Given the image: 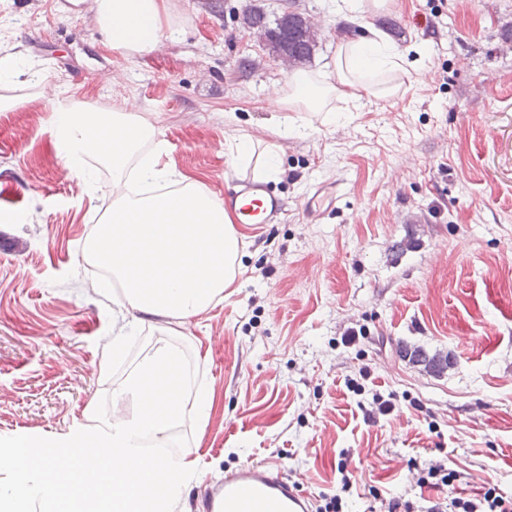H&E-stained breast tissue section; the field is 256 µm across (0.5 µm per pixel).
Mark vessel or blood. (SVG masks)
I'll use <instances>...</instances> for the list:
<instances>
[{
  "mask_svg": "<svg viewBox=\"0 0 512 512\" xmlns=\"http://www.w3.org/2000/svg\"><path fill=\"white\" fill-rule=\"evenodd\" d=\"M236 223L271 224L282 209V199L265 185L239 182L227 201ZM200 512H313L312 499L284 474L283 466L249 462L225 471L220 485L204 488Z\"/></svg>",
  "mask_w": 512,
  "mask_h": 512,
  "instance_id": "obj_1",
  "label": "vessel or blood"
}]
</instances>
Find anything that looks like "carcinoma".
<instances>
[{"label": "carcinoma", "mask_w": 512, "mask_h": 512, "mask_svg": "<svg viewBox=\"0 0 512 512\" xmlns=\"http://www.w3.org/2000/svg\"><path fill=\"white\" fill-rule=\"evenodd\" d=\"M244 20L249 27L263 31L269 50L288 60V64H296L310 57L313 34L300 16L291 13L284 15L271 28L267 26L265 16L250 9L245 12Z\"/></svg>", "instance_id": "1"}]
</instances>
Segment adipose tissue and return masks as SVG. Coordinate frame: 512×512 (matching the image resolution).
<instances>
[{
    "mask_svg": "<svg viewBox=\"0 0 512 512\" xmlns=\"http://www.w3.org/2000/svg\"><path fill=\"white\" fill-rule=\"evenodd\" d=\"M166 0H94L92 20L106 31L113 50L154 51L165 35ZM404 59L386 41L341 44L336 83L302 75L291 83L290 102L336 121L335 99L358 102L393 97L382 83ZM51 133L66 177L93 187L92 159L112 169L110 204L85 250L123 288L120 306L128 314L108 343L109 363L126 359V339L145 316H198L235 281L239 240L221 200L197 184L175 190V174L162 164L167 150L149 121L121 110H90L75 102L54 106Z\"/></svg>",
    "mask_w": 512,
    "mask_h": 512,
    "instance_id": "1",
    "label": "adipose tissue"
}]
</instances>
